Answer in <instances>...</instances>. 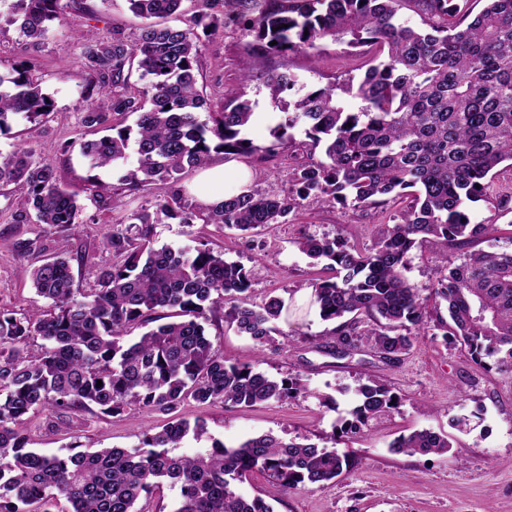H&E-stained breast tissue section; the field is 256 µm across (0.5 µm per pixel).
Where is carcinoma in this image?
I'll return each mask as SVG.
<instances>
[{"instance_id": "obj_1", "label": "carcinoma", "mask_w": 512, "mask_h": 512, "mask_svg": "<svg viewBox=\"0 0 512 512\" xmlns=\"http://www.w3.org/2000/svg\"><path fill=\"white\" fill-rule=\"evenodd\" d=\"M9 2L0 18L30 45L42 43L68 7L64 0ZM127 2L146 20L138 38L114 28L86 52L81 96L90 104L83 124L109 134L83 143L81 153L89 169L112 170L116 189L153 186L158 195L153 208L128 213L104 234L112 263L99 268L96 287L75 283L72 262L85 256H53L30 275L49 312L0 310V512H148L137 504L166 484L179 490L173 512H273L262 497H246L231 482L257 471L284 490L306 482L324 487L342 473L347 457L271 435L235 447L215 440L192 456L174 450L188 434H206L181 416L190 402L251 407L306 391L297 376L277 380L229 362L205 331V323L222 320L261 350L278 351L273 322L283 300L253 303L249 271L204 243L155 246L156 225L188 226L197 217L180 186L187 171L206 166L214 153L232 158L257 151L245 136L249 100L235 97L224 111H208L196 68L197 28L213 34L224 24V7L242 17L258 0H196L198 14L185 26L168 21L184 0ZM467 2L267 0L252 21L255 49L263 54L316 49L329 39L352 56L365 46L384 55L360 77L346 71L290 102L285 97L298 77L288 70L267 76L271 100L288 111L264 151L288 156V192L250 187L203 209L207 223L249 234L289 223L310 197L363 209L401 204L398 221L367 252L310 232L298 241L322 264L313 304L322 320L337 323L326 332L328 351L357 350L365 339L380 360L394 363L431 323L475 362L485 366L491 359L493 367L512 371V248L452 259L429 298L403 274L407 254L426 238L447 248L497 240V225L472 223L463 204L482 196L495 168L512 162V0H485L473 17ZM403 9L420 14L425 28L403 22ZM134 69L148 87L129 85ZM349 97L358 100L354 110ZM53 109L29 65L0 72V135L20 115L39 122ZM131 116L132 126L125 124ZM298 125L302 140L289 133ZM132 153L137 169L128 170ZM11 185L26 191L16 223L66 236L82 224L78 193L24 141L0 154V188ZM137 328L145 332L127 341ZM353 395L356 405L339 427L343 435L360 433L395 407L394 393L380 382L362 384ZM131 409L168 420L130 449L46 454L32 447L27 421L35 413L48 412L53 429L78 413L112 417ZM391 447L426 456L447 453L450 443L447 435L422 429Z\"/></svg>"}]
</instances>
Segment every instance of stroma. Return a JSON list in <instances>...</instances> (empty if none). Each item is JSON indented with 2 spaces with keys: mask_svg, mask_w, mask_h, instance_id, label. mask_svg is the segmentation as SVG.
<instances>
[{
  "mask_svg": "<svg viewBox=\"0 0 512 512\" xmlns=\"http://www.w3.org/2000/svg\"><path fill=\"white\" fill-rule=\"evenodd\" d=\"M141 24L126 0H112L97 18L70 7L64 20L54 23L46 39L33 48L20 45L16 27L0 22V68L28 61L54 101V110L44 122L36 125L20 117L13 132H24L37 154L53 160L73 189H82L87 176L81 144L101 136L82 123L86 103L79 91L85 40L106 37L115 26L132 38ZM253 41L241 18L226 15L217 34L200 41L198 80L211 111H222L230 96L250 100L253 116L246 135L260 148L245 161L252 172L251 182L282 194L289 187L288 162L262 152L271 140L270 128L279 120L264 76L289 70L305 88L315 89L324 86L328 77L349 70L351 60L342 47L329 41L320 42L315 50L259 58L252 53ZM247 69L254 72L253 81H241ZM511 195L512 168L502 165L483 196L466 205L472 222L497 224V244L502 248L512 243V223L499 216L498 203ZM147 202V197L123 191L106 206L86 202L78 233L45 237L44 254H22L15 250V242L35 237L41 228L14 220L25 205L23 189L0 193V309L22 313L32 308L36 295L30 272L45 254L88 251V260L73 264L72 273L79 288L94 287L97 267L112 260L103 244L106 224ZM395 217L392 208L384 212L332 208L310 198L302 202L290 223L276 225L252 240L199 218L188 227L172 221L157 228L159 244L177 248L202 241L243 264L252 276L250 299L254 303H262L269 295L290 303L289 317L275 323L277 338L284 343L276 354L261 353L250 337L223 322L207 323L206 330L226 360L253 365L277 379L300 376L307 388L299 397L252 407H185L184 418L204 421L206 435L199 440L186 437L182 453L204 451L216 439L234 446L263 434L284 442L318 441L331 433L335 421L348 415L354 406L351 389L361 383L387 384L399 398L397 408L372 420L363 434L336 443V452L347 456L348 464L334 484L324 488L305 484L284 491L261 473L237 484L239 493L262 497L274 512H512V372L483 368L466 349L428 330L414 336L411 349L396 363L380 361L366 346L337 359L318 347L329 322L321 319L315 307L297 302L320 276L319 267L296 245L303 232L341 236L348 245L363 250L379 240ZM443 253V247L433 240L418 243L410 252L405 275L421 295H429L439 278ZM462 416L470 418L471 431L452 426V419ZM161 422V416L130 410L103 419L83 413L74 416L63 432L48 430L45 416L38 415L28 428L35 448L62 453L75 441L86 450L131 448ZM417 429L447 434L448 452L410 456L392 449L397 437Z\"/></svg>",
  "mask_w": 512,
  "mask_h": 512,
  "instance_id": "stroma-1",
  "label": "stroma"
}]
</instances>
